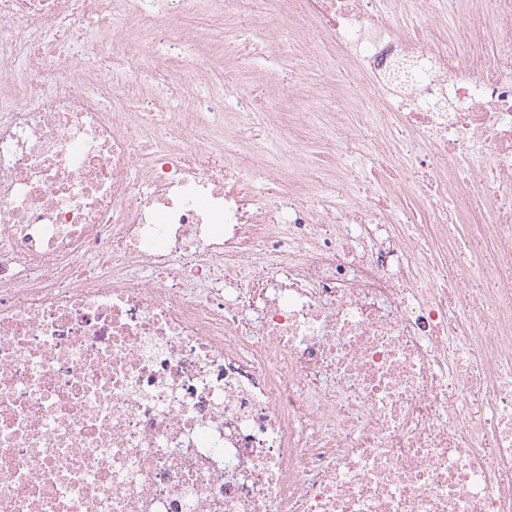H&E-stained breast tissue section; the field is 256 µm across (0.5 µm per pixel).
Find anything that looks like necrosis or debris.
<instances>
[{
    "mask_svg": "<svg viewBox=\"0 0 512 512\" xmlns=\"http://www.w3.org/2000/svg\"><path fill=\"white\" fill-rule=\"evenodd\" d=\"M448 3L463 58L427 0H0V512H512V0ZM252 29L372 107L255 150L156 52Z\"/></svg>",
    "mask_w": 512,
    "mask_h": 512,
    "instance_id": "4bbe7bcc",
    "label": "necrosis or debris"
}]
</instances>
